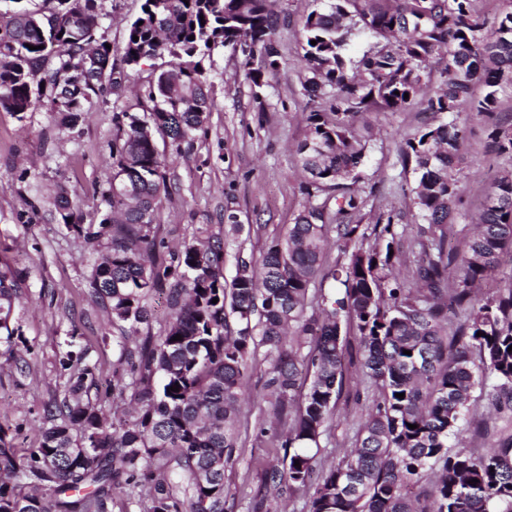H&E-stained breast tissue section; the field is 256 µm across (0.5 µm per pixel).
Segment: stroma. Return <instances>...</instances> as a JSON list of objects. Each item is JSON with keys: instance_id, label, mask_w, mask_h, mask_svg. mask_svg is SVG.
<instances>
[{"instance_id": "35a3bbf8", "label": "stroma", "mask_w": 512, "mask_h": 512, "mask_svg": "<svg viewBox=\"0 0 512 512\" xmlns=\"http://www.w3.org/2000/svg\"><path fill=\"white\" fill-rule=\"evenodd\" d=\"M142 2H101L106 19L98 37L110 45L114 62L122 60L127 25ZM312 8L313 0H273L280 70L262 100L253 96L242 54L216 49L201 62L212 98L204 129L188 147L167 139L157 142L168 163L170 186V196L156 214L158 238L171 248L198 235L220 238L225 214H235L244 230L227 248L224 274L229 278L236 254L261 259L308 200L295 148L307 133L299 23ZM156 67L153 60L125 67V96L116 105L91 110L74 130L61 126L45 102L22 118L0 110V261L23 269L28 284L16 309L13 341L0 342V429L19 452L36 445L43 408L62 393L69 376L63 365L66 354L95 366L91 398H112V368L120 356L117 331L89 286L99 249L58 223L53 199L57 186L65 185L85 223H99L105 209L101 192L112 164L113 111L149 110L147 89ZM366 118L375 136L358 188L374 208L404 212L397 227L402 235L397 273L412 288L420 227L408 215L414 176L403 169L399 146L432 123L433 116L416 104L400 112L376 109ZM464 121L468 162L459 173L460 191L473 216L499 172L512 168V157L486 153L483 118L469 114ZM265 370L261 364L251 374L238 447L226 469V492L236 502L235 512H303L306 493L277 496L264 487L266 467L284 456L272 435L260 431L272 409L264 391ZM375 392L356 367H349L335 415L310 450L316 471L339 462L353 448ZM503 432L512 433V423L490 417L483 391L474 389L460 447H491Z\"/></svg>"}]
</instances>
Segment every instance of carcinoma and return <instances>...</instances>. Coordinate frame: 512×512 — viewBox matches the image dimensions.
Listing matches in <instances>:
<instances>
[{"mask_svg":"<svg viewBox=\"0 0 512 512\" xmlns=\"http://www.w3.org/2000/svg\"><path fill=\"white\" fill-rule=\"evenodd\" d=\"M269 2L144 0L129 23L126 65L169 58L149 90L154 106L143 115L113 113L112 175L98 228L81 223L63 187L54 207L59 223L86 240L110 238L92 266L90 288L122 333L112 395L131 390L134 409L120 415L92 400L85 381L93 368L71 374L62 397L45 406L38 446L27 455L18 456L0 429V512H108L117 492L126 497L124 512H232L225 468L260 349L273 400L266 424L288 449L266 470L267 490H312L307 512H512V435L486 451L451 444L477 385L494 411L512 419V268L503 266L504 256L512 259V169L486 195L476 232L450 244L460 216L462 111L487 118L491 152L512 156V123L498 119L501 96L512 91V0L491 20L476 12V0H388L385 8L372 7L373 0H315L301 22L309 112L296 153L318 191L358 182L371 136L357 133V118L375 107L407 108L423 91L431 62L445 60L427 111L446 119L400 148L425 223L415 289L394 276L401 213L371 217L375 241L365 247V200L353 192L336 198L333 212L309 203L260 263L238 254L230 280L221 240L188 241L169 263L157 261L165 242L157 239L155 216L169 195L157 137L189 145L204 127L212 101L195 59L218 47L241 50L247 66L261 57L262 68L251 71L260 98L279 71ZM101 22L100 0H43L36 11L0 14V109L22 118L46 98L74 128L106 103L104 88L119 82L96 38ZM362 37L386 44L355 58L349 47ZM332 231L346 262L327 270ZM498 276L508 286L482 292ZM320 277L343 291L313 292ZM165 285L170 321L162 334L129 348L149 324L148 297ZM26 288L23 270L0 264V335L8 339ZM450 315L457 317L451 335ZM355 354L377 396L354 448L315 482L308 448L332 420ZM176 384L179 391L169 390ZM423 478L430 489L419 506L406 487Z\"/></svg>","mask_w":512,"mask_h":512,"instance_id":"obj_1","label":"carcinoma"}]
</instances>
